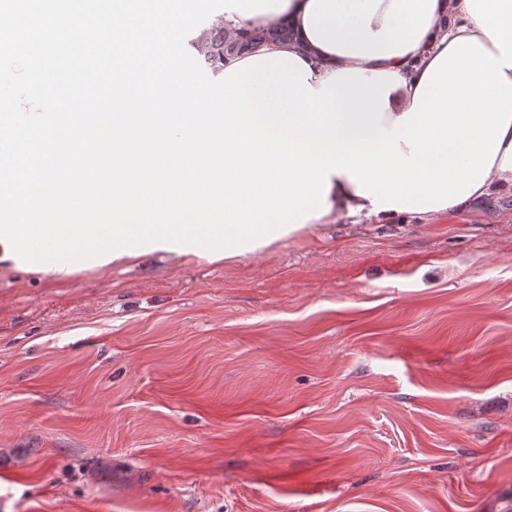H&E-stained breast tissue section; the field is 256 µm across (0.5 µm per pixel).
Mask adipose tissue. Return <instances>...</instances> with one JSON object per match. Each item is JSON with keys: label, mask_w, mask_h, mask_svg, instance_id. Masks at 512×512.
I'll return each mask as SVG.
<instances>
[{"label": "adipose tissue", "mask_w": 512, "mask_h": 512, "mask_svg": "<svg viewBox=\"0 0 512 512\" xmlns=\"http://www.w3.org/2000/svg\"><path fill=\"white\" fill-rule=\"evenodd\" d=\"M228 36L250 33L273 24L289 26L293 42L258 47L257 55L289 52L307 64L313 89L339 70L359 69L397 73L399 86L391 90L381 125L394 122L413 107V97L429 65L457 38H477L490 53L493 44L477 25L465 0H224L219 11ZM326 196L328 211L303 223L309 231L339 218L352 223L387 224L394 210L376 211L359 185L347 174L334 173ZM512 191V128L508 129L484 185L472 201L492 193Z\"/></svg>", "instance_id": "obj_1"}]
</instances>
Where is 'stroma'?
<instances>
[{"mask_svg": "<svg viewBox=\"0 0 512 512\" xmlns=\"http://www.w3.org/2000/svg\"><path fill=\"white\" fill-rule=\"evenodd\" d=\"M0 512H512V194L1 265Z\"/></svg>", "mask_w": 512, "mask_h": 512, "instance_id": "1", "label": "stroma"}]
</instances>
